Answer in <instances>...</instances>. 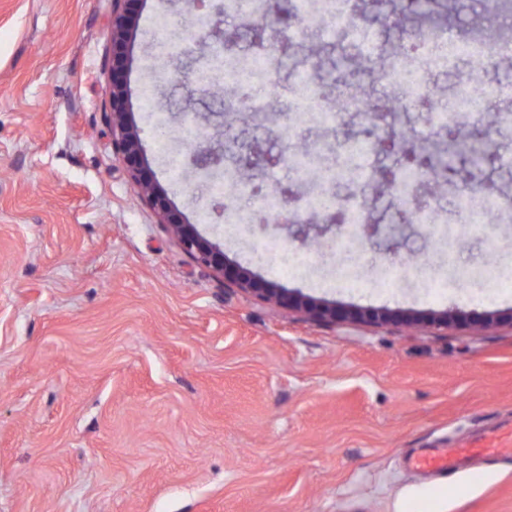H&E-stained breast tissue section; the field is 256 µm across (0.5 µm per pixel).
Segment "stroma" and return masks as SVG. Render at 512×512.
I'll return each mask as SVG.
<instances>
[{
	"mask_svg": "<svg viewBox=\"0 0 512 512\" xmlns=\"http://www.w3.org/2000/svg\"><path fill=\"white\" fill-rule=\"evenodd\" d=\"M134 8L127 107L171 206L240 276L418 323L317 322L198 264L112 143V0H0V512H400L440 483L413 450L512 425V223L359 235L338 267L335 235L260 226L251 197L246 223L215 220L201 149L276 158L256 184L292 206L311 188L291 157L355 128L236 119L188 72L210 68L215 26L250 54L248 25L187 0ZM481 18L512 46V17L480 0L448 26ZM165 28L179 51L159 48ZM479 466L438 512H512V459Z\"/></svg>",
	"mask_w": 512,
	"mask_h": 512,
	"instance_id": "35a3bbf8",
	"label": "stroma"
}]
</instances>
